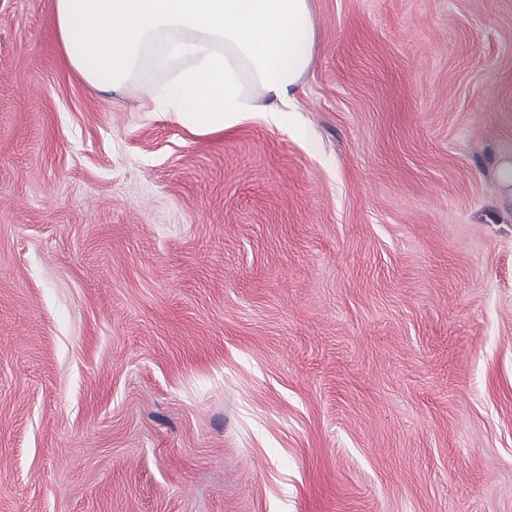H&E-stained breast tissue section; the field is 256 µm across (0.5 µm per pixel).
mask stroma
I'll use <instances>...</instances> for the list:
<instances>
[{"label": "stroma", "instance_id": "stroma-1", "mask_svg": "<svg viewBox=\"0 0 512 512\" xmlns=\"http://www.w3.org/2000/svg\"><path fill=\"white\" fill-rule=\"evenodd\" d=\"M309 4L199 135L0 0V512H512V0Z\"/></svg>", "mask_w": 512, "mask_h": 512}]
</instances>
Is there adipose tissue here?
Segmentation results:
<instances>
[{
    "instance_id": "adipose-tissue-1",
    "label": "adipose tissue",
    "mask_w": 512,
    "mask_h": 512,
    "mask_svg": "<svg viewBox=\"0 0 512 512\" xmlns=\"http://www.w3.org/2000/svg\"><path fill=\"white\" fill-rule=\"evenodd\" d=\"M55 14L89 85L119 91L151 70L153 105L199 134L296 111L315 50L308 0H55Z\"/></svg>"
}]
</instances>
